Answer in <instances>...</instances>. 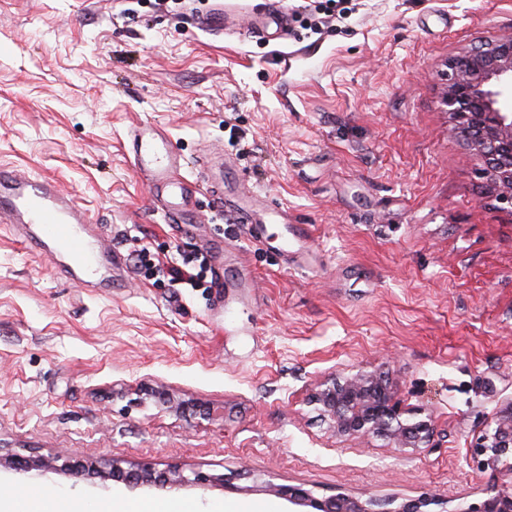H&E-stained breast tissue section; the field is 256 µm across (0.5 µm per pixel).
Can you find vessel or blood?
Wrapping results in <instances>:
<instances>
[{"mask_svg": "<svg viewBox=\"0 0 512 512\" xmlns=\"http://www.w3.org/2000/svg\"><path fill=\"white\" fill-rule=\"evenodd\" d=\"M287 17L281 0H270L248 32L264 36L273 29L283 30ZM126 150L135 170L147 180L153 203L165 223H190L196 195L206 193L228 213L232 223L246 225L249 239L269 244L281 254L298 252L309 235L305 225L289 219L287 210L261 208L247 192L226 198L224 178L215 172L209 155L200 157L193 175H181L178 156L158 127L147 123L135 126L128 135ZM2 219L9 221L27 249L51 258L54 268L66 279L86 288L120 285L124 272L120 253L97 233L86 210L52 180L0 170ZM272 226L278 227L277 236H268Z\"/></svg>", "mask_w": 512, "mask_h": 512, "instance_id": "vessel-or-blood-1", "label": "vessel or blood"}]
</instances>
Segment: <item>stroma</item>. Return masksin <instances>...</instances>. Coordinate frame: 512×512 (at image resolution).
Listing matches in <instances>:
<instances>
[{
    "instance_id": "35a3bbf8",
    "label": "stroma",
    "mask_w": 512,
    "mask_h": 512,
    "mask_svg": "<svg viewBox=\"0 0 512 512\" xmlns=\"http://www.w3.org/2000/svg\"><path fill=\"white\" fill-rule=\"evenodd\" d=\"M285 38L215 36L214 0H0V168L53 179L122 256L224 241V287L177 288L128 266L101 295L60 277L0 223V502L39 487L69 512H197L288 503L295 485L380 501L432 495L452 512L507 480L472 448L512 399V212L500 209L442 105L449 59L512 35V0H284ZM191 167L202 151L309 225L311 265L283 271L204 195L189 235L152 209L125 149L141 123ZM385 376L429 447L343 437L321 383ZM210 405L167 411L151 396ZM76 461L202 473L136 490ZM224 484H216V477Z\"/></svg>"
}]
</instances>
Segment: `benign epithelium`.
Masks as SVG:
<instances>
[{
	"instance_id": "1",
	"label": "benign epithelium",
	"mask_w": 512,
	"mask_h": 512,
	"mask_svg": "<svg viewBox=\"0 0 512 512\" xmlns=\"http://www.w3.org/2000/svg\"><path fill=\"white\" fill-rule=\"evenodd\" d=\"M445 77L442 101L453 129L479 159L492 196L501 208L512 212V110L499 106L503 90L512 88V35L449 60ZM154 396L168 410L210 415V408L201 403L176 402L159 391ZM315 403L329 427L340 436H380L398 448L417 450L425 447L434 432L432 415L414 416L387 381L372 373L359 371L341 381L324 383ZM473 454L482 469L512 471V400L500 405ZM9 467L23 476L49 470L42 461L30 458L11 460ZM91 473L122 482L132 490H175L206 481L198 473L189 477L180 470L157 471L151 467L126 471L116 463L107 471L94 467ZM276 491L288 502V512H433L430 506L439 504L430 495L380 503L344 492L317 497L291 485L278 486ZM453 512H512V484L505 483L479 503L461 502Z\"/></svg>"
}]
</instances>
